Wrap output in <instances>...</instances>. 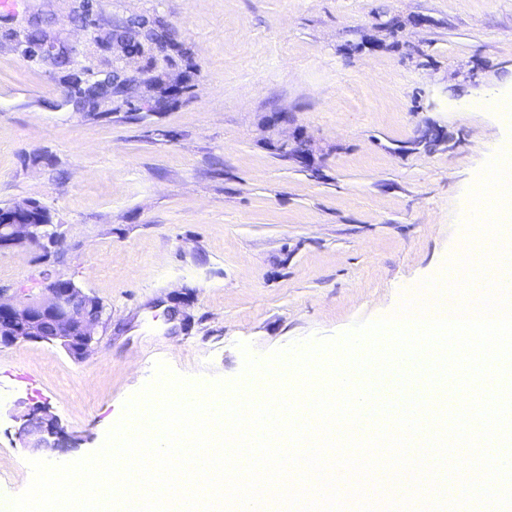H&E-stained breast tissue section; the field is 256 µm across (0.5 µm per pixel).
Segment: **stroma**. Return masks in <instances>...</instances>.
<instances>
[{
  "label": "stroma",
  "mask_w": 512,
  "mask_h": 512,
  "mask_svg": "<svg viewBox=\"0 0 512 512\" xmlns=\"http://www.w3.org/2000/svg\"><path fill=\"white\" fill-rule=\"evenodd\" d=\"M176 43L125 56L113 25ZM403 27L392 30L391 18ZM44 43L29 55L26 36ZM130 80L131 110L80 87ZM512 85V0H18L0 12V207L35 201L62 240L0 254V285L56 279L110 321L85 359L0 347V498L30 461L96 452L156 362L201 388L257 356L394 312L465 240L472 182L503 134L463 104ZM436 128L437 146L418 144ZM302 134L307 161L279 157ZM47 407L71 447L19 438Z\"/></svg>",
  "instance_id": "35a3bbf8"
}]
</instances>
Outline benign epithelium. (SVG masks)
<instances>
[{"label": "benign epithelium", "instance_id": "7a95c632", "mask_svg": "<svg viewBox=\"0 0 512 512\" xmlns=\"http://www.w3.org/2000/svg\"><path fill=\"white\" fill-rule=\"evenodd\" d=\"M33 203L25 202L0 208V253L32 247L38 240L39 225L27 221L26 215ZM84 293L74 283L62 280L52 282L46 294L27 301H18L0 288V345H13L19 341L60 345L74 359L85 358L92 350L97 328L103 323L104 311L93 317L82 310ZM50 316L55 321L54 336L41 334V321ZM39 430L46 433L36 445L56 448L59 441H50L59 435L57 420L52 416L40 418Z\"/></svg>", "mask_w": 512, "mask_h": 512}]
</instances>
